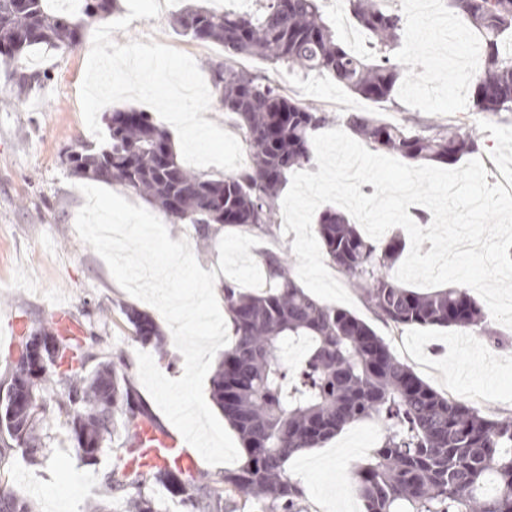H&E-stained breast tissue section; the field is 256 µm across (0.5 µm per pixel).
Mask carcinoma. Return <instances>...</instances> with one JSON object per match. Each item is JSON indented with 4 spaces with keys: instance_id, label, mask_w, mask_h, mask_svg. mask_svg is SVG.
Returning a JSON list of instances; mask_svg holds the SVG:
<instances>
[{
    "instance_id": "1",
    "label": "carcinoma",
    "mask_w": 512,
    "mask_h": 512,
    "mask_svg": "<svg viewBox=\"0 0 512 512\" xmlns=\"http://www.w3.org/2000/svg\"><path fill=\"white\" fill-rule=\"evenodd\" d=\"M74 12L51 9L50 0H0V55L46 46L73 49L85 25L105 18L117 0H77ZM358 25L374 39L371 62L351 54L323 17L322 0H256L249 12H215L190 5L173 16V28L224 47L209 65L217 104L234 118L249 159L241 170L215 176L181 165L167 132L148 113L112 111L109 141L70 151L71 174L112 184L157 206L175 223L188 224L204 248L227 227L276 237L279 199L294 168L314 160L313 136L330 113L294 99L273 81L233 65L259 58L303 76L329 74L374 103L392 100L407 70L392 57L404 31V14L388 0H345ZM448 8L483 40L474 76V109L512 126V0H448ZM45 74L14 71L22 94ZM344 124L373 151L410 162L454 164L480 150L479 137L447 120L386 122L350 113ZM316 232L330 261L378 319L393 329L463 327L481 323L475 301L462 288L420 293L391 270L404 250L393 234L378 244L340 211H324ZM269 289L251 293L222 283L233 342L211 376V399L236 431L244 462L220 482L174 468L125 471L145 421H154L137 398L120 354L102 337L60 333L40 325L19 337L0 381V466L17 452L36 459L49 447L47 425L70 433L76 453L93 464L105 445L121 454L103 475L107 496L136 491L127 512H163L147 494L155 485L190 512H306L304 492L285 475L288 459L314 448L346 424L378 419L387 429L368 462L354 471L364 512H512V418H489L433 390L355 313L304 291L281 251L261 255ZM134 339L164 359L167 338L148 313L122 305ZM62 351L37 368L47 343ZM304 341L308 352L293 372L278 355ZM0 512H34L33 504L0 485Z\"/></svg>"
}]
</instances>
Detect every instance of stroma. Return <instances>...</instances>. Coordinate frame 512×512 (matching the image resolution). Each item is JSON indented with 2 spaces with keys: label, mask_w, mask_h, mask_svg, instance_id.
<instances>
[{
  "label": "stroma",
  "mask_w": 512,
  "mask_h": 512,
  "mask_svg": "<svg viewBox=\"0 0 512 512\" xmlns=\"http://www.w3.org/2000/svg\"><path fill=\"white\" fill-rule=\"evenodd\" d=\"M158 2L159 17L133 20L127 30L113 31L114 41L125 45L133 39L155 40L192 57L203 73L212 60L223 58V48L174 32L171 18L189 0ZM91 46L87 35L72 50L37 47L27 51L19 67L46 71L48 78L23 98L16 97L8 70L0 64V335L20 314L36 326L48 324L61 307L83 313L87 330L102 336L113 352L124 354L140 400L166 428L169 420L138 375L137 351L149 353L153 347L133 341L116 311L118 305L135 302L134 298L117 284L105 261L81 240L75 227L85 198L65 155L94 140L80 102ZM481 47L478 33L472 30L462 29L450 41L437 26L407 21L393 54L408 68L425 62L430 78L422 88L404 81L395 93V106L384 108L382 115L389 120L440 116L474 129L482 139L479 156L492 185L512 177V127L473 110V87L463 76L474 70L471 53ZM238 63L279 83L288 95L322 106L332 116L375 109L330 77L304 78L254 58L242 57ZM295 238L292 232L269 238L228 227L199 264L216 271L219 280L262 289L266 281L261 252L275 246L291 251ZM102 306L113 307L111 321L100 320ZM353 311L371 323L397 357L437 392L487 415H512V328L500 327V343L492 346L477 327L410 326L398 332L376 320L362 303H355ZM51 434L44 463L16 458L0 470V483L32 499L35 512H91L103 491L101 475L114 463L113 452L104 451L96 464L89 465L76 454L65 429L53 428ZM385 435L381 422L359 420L321 447L291 457L285 471L305 477L307 512H364L353 490L352 472L369 460Z\"/></svg>",
  "instance_id": "stroma-1"
}]
</instances>
